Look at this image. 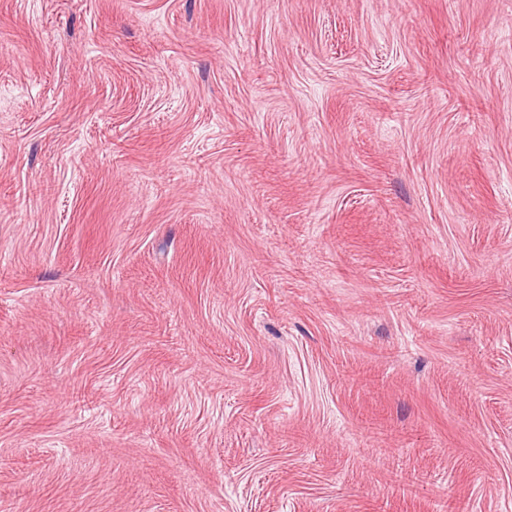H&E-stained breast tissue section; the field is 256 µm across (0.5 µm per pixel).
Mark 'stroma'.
I'll return each mask as SVG.
<instances>
[{
	"mask_svg": "<svg viewBox=\"0 0 512 512\" xmlns=\"http://www.w3.org/2000/svg\"><path fill=\"white\" fill-rule=\"evenodd\" d=\"M0 512H512V0H0Z\"/></svg>",
	"mask_w": 512,
	"mask_h": 512,
	"instance_id": "1",
	"label": "stroma"
}]
</instances>
